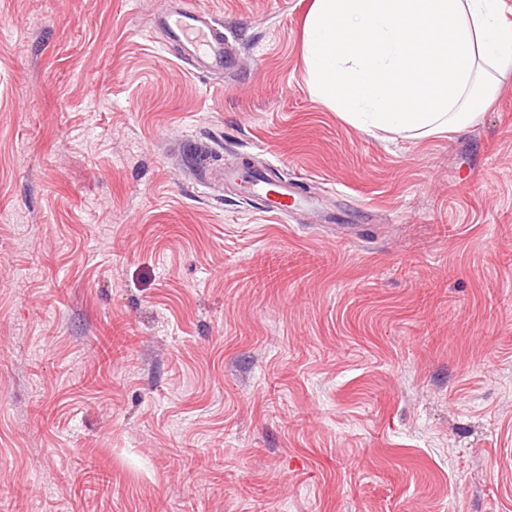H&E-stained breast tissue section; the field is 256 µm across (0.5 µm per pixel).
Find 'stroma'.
I'll use <instances>...</instances> for the list:
<instances>
[{
	"label": "stroma",
	"mask_w": 512,
	"mask_h": 512,
	"mask_svg": "<svg viewBox=\"0 0 512 512\" xmlns=\"http://www.w3.org/2000/svg\"><path fill=\"white\" fill-rule=\"evenodd\" d=\"M311 2L190 0L209 74L169 0H0V512H512V71L459 132L361 131L307 84ZM174 3L173 8L157 18L158 25L188 51L198 71L224 73L232 65L224 32L209 14L186 7L183 0ZM266 179V175L259 170H253L245 174H240L237 171L224 172V180L231 182L239 180L241 184L245 185L248 194L263 202V208L267 212L287 215L289 210L301 205L300 199L288 187V183H279L275 194H271Z\"/></svg>",
	"instance_id": "stroma-1"
}]
</instances>
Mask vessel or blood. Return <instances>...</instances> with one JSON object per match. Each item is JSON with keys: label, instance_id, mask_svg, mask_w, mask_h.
Instances as JSON below:
<instances>
[{"label": "vessel or blood", "instance_id": "obj_1", "mask_svg": "<svg viewBox=\"0 0 512 512\" xmlns=\"http://www.w3.org/2000/svg\"><path fill=\"white\" fill-rule=\"evenodd\" d=\"M157 23L172 41L188 51L198 71L221 73L231 67L232 58L224 43V33L209 14L186 7L184 0H175L173 8L158 17ZM224 178L244 184L248 194L262 201L265 211L284 215L301 204L287 184L270 189L262 171L245 174L228 171Z\"/></svg>", "mask_w": 512, "mask_h": 512}]
</instances>
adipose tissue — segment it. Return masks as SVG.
<instances>
[{
	"label": "adipose tissue",
	"instance_id": "adipose-tissue-1",
	"mask_svg": "<svg viewBox=\"0 0 512 512\" xmlns=\"http://www.w3.org/2000/svg\"><path fill=\"white\" fill-rule=\"evenodd\" d=\"M503 0H312L307 84L354 127L425 138L459 131L512 71Z\"/></svg>",
	"mask_w": 512,
	"mask_h": 512
}]
</instances>
